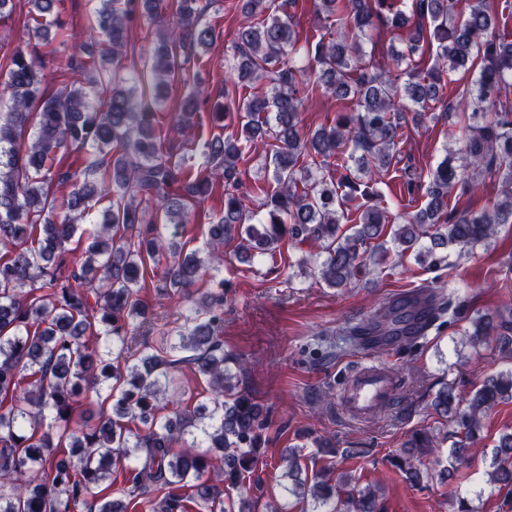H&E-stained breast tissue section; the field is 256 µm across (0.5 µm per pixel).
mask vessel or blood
Returning <instances> with one entry per match:
<instances>
[{"label":"vessel or blood","mask_w":512,"mask_h":512,"mask_svg":"<svg viewBox=\"0 0 512 512\" xmlns=\"http://www.w3.org/2000/svg\"><path fill=\"white\" fill-rule=\"evenodd\" d=\"M398 393L394 376L376 365L358 369L345 397L347 414L358 421L370 419L378 409L390 404Z\"/></svg>","instance_id":"vessel-or-blood-1"}]
</instances>
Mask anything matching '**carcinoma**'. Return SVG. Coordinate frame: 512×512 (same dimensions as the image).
<instances>
[{"mask_svg": "<svg viewBox=\"0 0 512 512\" xmlns=\"http://www.w3.org/2000/svg\"><path fill=\"white\" fill-rule=\"evenodd\" d=\"M62 0H28L24 27L50 41ZM85 39L71 69L82 81L45 95V65L37 49L7 55L0 98V512H120L112 501V465L132 460L125 482L146 512H256L251 479L270 438L269 410L240 388L245 366L224 352V245L237 258L275 259L292 239L316 246L302 264L330 288H345L362 272L367 250L375 264L396 266L412 254L435 266L450 244L474 247L512 224V103L501 90L512 82V41L495 31L499 0H319L307 63L294 64L299 37L273 0H242L234 34L233 76L266 89L231 98L208 112L224 136L200 143L203 163L174 152V141L201 126L208 97L192 92L158 116L172 82L184 76L194 50H209L220 34L203 22L200 0H89ZM135 24L156 31L141 47L147 73L117 75ZM385 29L405 46L377 59L363 49ZM469 71L470 87L448 98V73ZM109 95L94 98L99 86ZM322 94L349 104L334 124L313 133L299 118L305 100ZM455 119L462 145L428 173L424 207L400 216L385 247L391 216L381 206L374 171L389 170L407 121L434 111ZM268 141L274 186L248 187L239 160ZM83 154V179L65 158ZM498 176L496 200L479 209L448 208L455 187L474 190ZM73 186L63 200L57 188ZM224 185V206L210 214L206 250L186 249L169 232ZM264 197L265 213L246 202ZM102 206L97 233L76 255L69 248L80 222ZM153 274L157 292L187 303L182 322L133 343L147 321L140 288ZM209 281L198 292L195 285ZM461 312L453 292L436 286L388 299L342 329L354 351L380 336L407 344ZM473 343L512 356V310L494 321H470ZM104 340L91 347L87 337ZM207 379L206 402L187 410L167 398L184 370ZM103 396L82 426L73 413L89 393ZM512 399V368L484 380L462 405L450 385L431 407L461 430L451 455L465 458L469 440L490 411ZM432 435L416 432L395 453L413 486L431 479L421 458ZM491 480L512 487V433L497 444ZM293 491L311 498V512H377L369 491L346 497L324 475H303L300 456H281Z\"/></svg>", "mask_w": 512, "mask_h": 512, "instance_id": "cac0c4a2", "label": "carcinoma"}]
</instances>
